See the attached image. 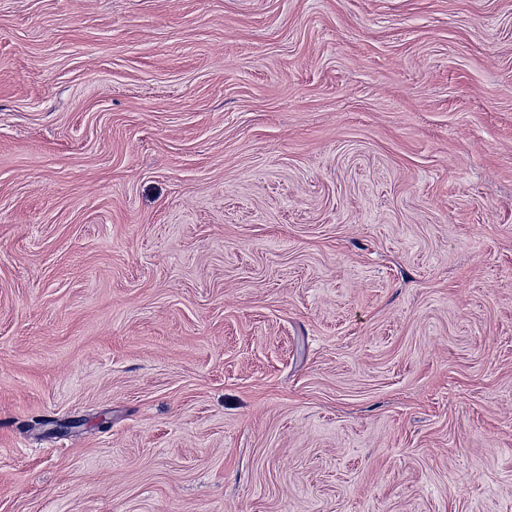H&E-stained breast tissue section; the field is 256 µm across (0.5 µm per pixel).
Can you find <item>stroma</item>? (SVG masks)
Masks as SVG:
<instances>
[{
	"instance_id": "stroma-1",
	"label": "stroma",
	"mask_w": 512,
	"mask_h": 512,
	"mask_svg": "<svg viewBox=\"0 0 512 512\" xmlns=\"http://www.w3.org/2000/svg\"><path fill=\"white\" fill-rule=\"evenodd\" d=\"M0 512H512V0H0Z\"/></svg>"
}]
</instances>
